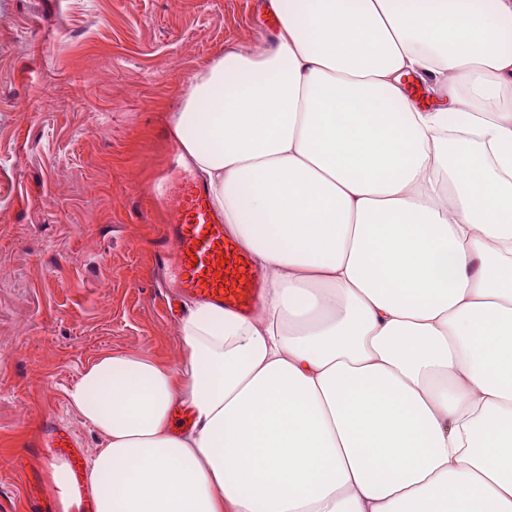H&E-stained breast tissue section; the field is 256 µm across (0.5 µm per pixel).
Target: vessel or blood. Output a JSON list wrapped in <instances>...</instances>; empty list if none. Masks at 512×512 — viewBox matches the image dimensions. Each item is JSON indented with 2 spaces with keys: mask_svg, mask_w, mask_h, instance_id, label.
I'll list each match as a JSON object with an SVG mask.
<instances>
[{
  "mask_svg": "<svg viewBox=\"0 0 512 512\" xmlns=\"http://www.w3.org/2000/svg\"><path fill=\"white\" fill-rule=\"evenodd\" d=\"M164 236L176 249L185 296L198 303L216 304L247 315L262 288L260 271L249 254L224 230V216L211 203L204 188H196L180 206ZM49 450L65 449L73 474L72 490L81 512H92L79 478L83 452L70 432L54 430L45 443Z\"/></svg>",
  "mask_w": 512,
  "mask_h": 512,
  "instance_id": "vessel-or-blood-1",
  "label": "vessel or blood"
}]
</instances>
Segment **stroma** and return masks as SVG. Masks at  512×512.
<instances>
[{
    "label": "stroma",
    "mask_w": 512,
    "mask_h": 512,
    "mask_svg": "<svg viewBox=\"0 0 512 512\" xmlns=\"http://www.w3.org/2000/svg\"><path fill=\"white\" fill-rule=\"evenodd\" d=\"M275 28L267 0H0V512L59 503L43 420L98 449L66 397L96 358L178 365L180 269L158 276L157 242L199 180L169 115Z\"/></svg>",
    "instance_id": "1"
}]
</instances>
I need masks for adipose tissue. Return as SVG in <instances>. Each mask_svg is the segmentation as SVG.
Segmentation results:
<instances>
[{
	"instance_id": "obj_1",
	"label": "adipose tissue",
	"mask_w": 512,
	"mask_h": 512,
	"mask_svg": "<svg viewBox=\"0 0 512 512\" xmlns=\"http://www.w3.org/2000/svg\"><path fill=\"white\" fill-rule=\"evenodd\" d=\"M268 8L173 119L266 288L83 371L96 512H512V0Z\"/></svg>"
}]
</instances>
